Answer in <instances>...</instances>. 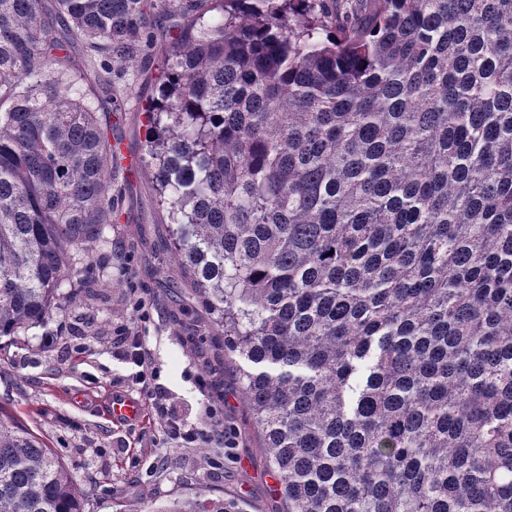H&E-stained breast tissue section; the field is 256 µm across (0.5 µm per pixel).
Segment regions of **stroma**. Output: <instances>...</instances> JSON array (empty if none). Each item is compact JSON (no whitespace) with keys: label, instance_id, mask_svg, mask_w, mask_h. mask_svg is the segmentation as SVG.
I'll return each mask as SVG.
<instances>
[{"label":"stroma","instance_id":"stroma-1","mask_svg":"<svg viewBox=\"0 0 512 512\" xmlns=\"http://www.w3.org/2000/svg\"><path fill=\"white\" fill-rule=\"evenodd\" d=\"M156 76L152 69L136 77L125 110L110 115L117 161L132 170L122 192L128 219L107 231L75 277L80 301L25 335L0 338V408L58 454L83 489L86 512H156L209 495L235 500L244 512H284L237 368L173 261L156 206L142 113L157 95ZM129 327L143 338L152 383L167 388L181 417L196 424L222 417L232 447L182 448L164 434L112 343ZM116 398L138 401L140 414L113 418Z\"/></svg>","mask_w":512,"mask_h":512}]
</instances>
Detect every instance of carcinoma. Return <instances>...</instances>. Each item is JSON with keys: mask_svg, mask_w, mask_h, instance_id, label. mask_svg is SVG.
I'll list each match as a JSON object with an SVG mask.
<instances>
[{"mask_svg": "<svg viewBox=\"0 0 512 512\" xmlns=\"http://www.w3.org/2000/svg\"><path fill=\"white\" fill-rule=\"evenodd\" d=\"M325 2L0 0V337L76 302L159 55L157 205L286 512H512V0ZM0 512H85L1 412Z\"/></svg>", "mask_w": 512, "mask_h": 512, "instance_id": "carcinoma-1", "label": "carcinoma"}]
</instances>
